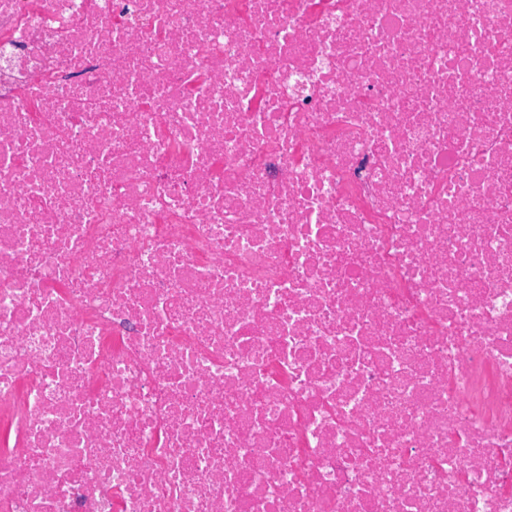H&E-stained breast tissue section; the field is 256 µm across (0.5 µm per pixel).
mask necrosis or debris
Instances as JSON below:
<instances>
[{
  "instance_id": "obj_1",
  "label": "necrosis or debris",
  "mask_w": 512,
  "mask_h": 512,
  "mask_svg": "<svg viewBox=\"0 0 512 512\" xmlns=\"http://www.w3.org/2000/svg\"><path fill=\"white\" fill-rule=\"evenodd\" d=\"M0 512H512V0H0Z\"/></svg>"
}]
</instances>
